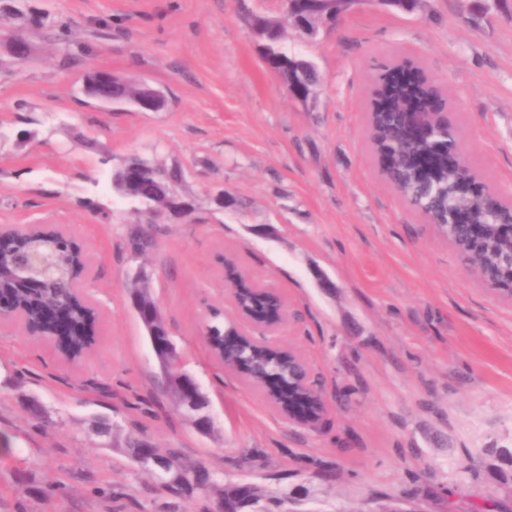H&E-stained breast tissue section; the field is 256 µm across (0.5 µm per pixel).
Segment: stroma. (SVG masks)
Instances as JSON below:
<instances>
[{
  "mask_svg": "<svg viewBox=\"0 0 512 512\" xmlns=\"http://www.w3.org/2000/svg\"><path fill=\"white\" fill-rule=\"evenodd\" d=\"M43 28L24 65L0 53V225L54 224L92 268L85 291L98 342L74 362L0 325V512H161L169 495L126 455L130 438L178 448L219 484L253 482L288 512H512V299L381 176L367 136L373 77L410 58L448 99V122L491 191L512 195V16L474 22L468 0L407 15L371 4L329 32L288 35L284 51L320 81L294 98L260 59L250 14L282 0H28ZM68 39L58 41L57 26ZM143 81V112L84 95L94 71ZM137 155L182 173L193 223L113 194ZM180 368L211 403L214 429L182 417L131 304L129 228ZM288 303L272 344L307 362L328 409L288 423L264 393L221 366L204 338L211 312L235 319L218 258ZM111 488L106 500L95 487Z\"/></svg>",
  "mask_w": 512,
  "mask_h": 512,
  "instance_id": "stroma-1",
  "label": "stroma"
}]
</instances>
